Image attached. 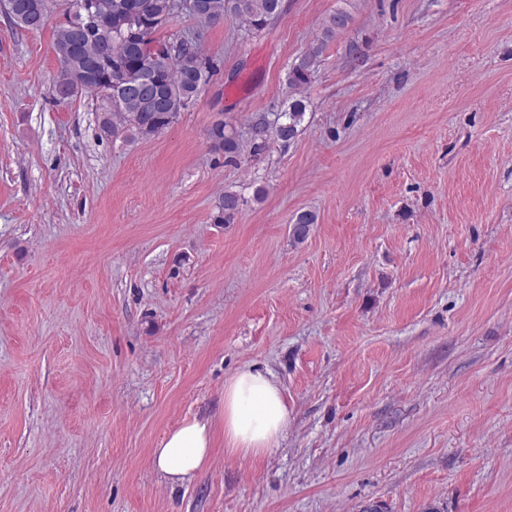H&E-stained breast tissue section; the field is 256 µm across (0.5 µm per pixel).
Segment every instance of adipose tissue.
I'll return each instance as SVG.
<instances>
[{
	"mask_svg": "<svg viewBox=\"0 0 512 512\" xmlns=\"http://www.w3.org/2000/svg\"><path fill=\"white\" fill-rule=\"evenodd\" d=\"M288 404L269 370L249 366L234 374L224 386V437L228 451L259 456L274 448L288 426ZM210 455L206 423L192 420L167 433L153 459L169 481L193 478Z\"/></svg>",
	"mask_w": 512,
	"mask_h": 512,
	"instance_id": "ef3b65f1",
	"label": "adipose tissue"
}]
</instances>
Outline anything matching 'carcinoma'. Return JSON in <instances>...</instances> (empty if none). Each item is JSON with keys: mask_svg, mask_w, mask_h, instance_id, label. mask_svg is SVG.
I'll return each instance as SVG.
<instances>
[{"mask_svg": "<svg viewBox=\"0 0 512 512\" xmlns=\"http://www.w3.org/2000/svg\"><path fill=\"white\" fill-rule=\"evenodd\" d=\"M18 16L16 25L39 29L47 20V0H11ZM111 4L101 19L89 28H79V16L70 13L56 27L53 51L60 70L55 92L61 100L81 93L93 94L105 104L99 128L105 137L123 133L133 139H150L176 122L198 98L213 73L192 37L163 40L158 32L174 11L173 0H105ZM194 18L202 24L240 21L260 30L282 11V0H199ZM351 16L344 10L330 15L319 42L289 68L292 94L278 112L256 114L249 124L250 140L256 147L270 137L283 142L295 139L304 121L303 90L311 83L328 41L345 30ZM208 139L216 150L237 154L242 144L226 131L224 121L215 122ZM241 205V197L225 191L214 208L213 223L230 224ZM316 216L299 213L291 224L294 241H304Z\"/></svg>", "mask_w": 512, "mask_h": 512, "instance_id": "cac0c4a2", "label": "carcinoma"}]
</instances>
